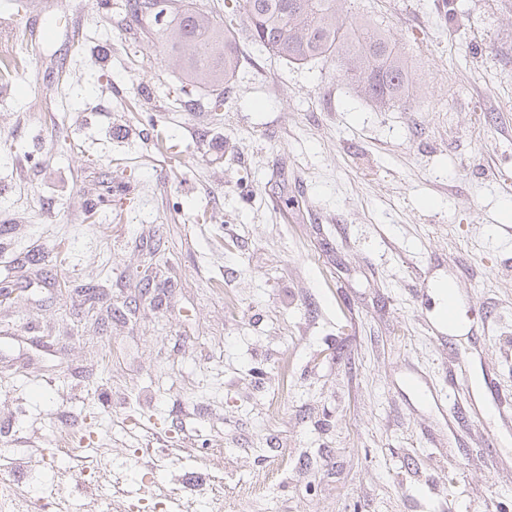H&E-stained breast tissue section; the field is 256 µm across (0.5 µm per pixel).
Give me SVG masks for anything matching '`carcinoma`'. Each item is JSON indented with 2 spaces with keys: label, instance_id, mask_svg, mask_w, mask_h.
Returning a JSON list of instances; mask_svg holds the SVG:
<instances>
[{
  "label": "carcinoma",
  "instance_id": "obj_1",
  "mask_svg": "<svg viewBox=\"0 0 512 512\" xmlns=\"http://www.w3.org/2000/svg\"><path fill=\"white\" fill-rule=\"evenodd\" d=\"M127 0L131 24L145 36L155 32L181 61L186 87L219 90L239 70L237 18L253 43L290 64L321 61L336 68L357 97L379 109H410L413 77L401 47L384 30L343 13L344 0H234L222 17L192 0H175L171 30H152L147 4Z\"/></svg>",
  "mask_w": 512,
  "mask_h": 512
}]
</instances>
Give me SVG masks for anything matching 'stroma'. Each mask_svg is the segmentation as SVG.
<instances>
[{"mask_svg":"<svg viewBox=\"0 0 512 512\" xmlns=\"http://www.w3.org/2000/svg\"><path fill=\"white\" fill-rule=\"evenodd\" d=\"M349 10L404 48L412 109L243 34L223 107L179 105L124 0H0V478L31 512L87 478L47 465L66 428L140 512H512V433L490 460L407 382L466 352L512 396V0ZM450 270L474 321L446 341L415 288Z\"/></svg>","mask_w":512,"mask_h":512,"instance_id":"35a3bbf8","label":"stroma"}]
</instances>
